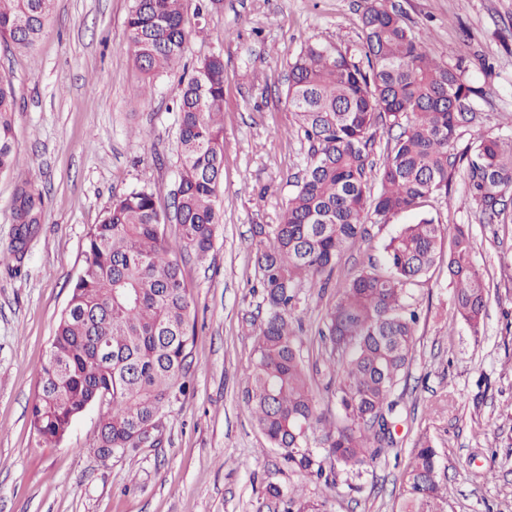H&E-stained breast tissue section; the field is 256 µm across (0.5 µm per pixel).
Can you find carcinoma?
<instances>
[{
	"instance_id": "1",
	"label": "carcinoma",
	"mask_w": 512,
	"mask_h": 512,
	"mask_svg": "<svg viewBox=\"0 0 512 512\" xmlns=\"http://www.w3.org/2000/svg\"><path fill=\"white\" fill-rule=\"evenodd\" d=\"M185 0H134L125 26L126 48L139 68L155 76L179 63L185 51ZM55 0H0V40L29 51L46 31ZM367 68L330 43H310L290 67L286 100L311 144L304 177L277 224L253 229L256 264L267 306L254 346L255 363L244 400L256 426L281 450L288 466L330 481L354 480L390 442L384 419L396 409L392 395L410 364L418 323L409 287L440 259L451 235L448 276L455 317L479 331L487 285L472 261L469 224L422 217L406 224L384 247L388 271H366L340 293L328 316V336L340 370L334 394L339 421L318 411L295 334L296 290L333 270L336 256L364 233L368 214L414 211L430 195L448 190L450 150L460 127L473 119L466 104L481 91L460 68L438 63L427 44L394 13L369 0L361 15ZM16 98L0 76V172L17 162ZM181 169L173 197L180 239L204 260L221 223L224 166V58L213 53L180 90ZM401 128L377 173L371 194L372 129L380 119ZM470 197L489 219L506 212L512 191V143L485 138L465 155ZM45 201L25 182L14 193L18 224L11 256L21 261ZM168 217L146 189L116 195L89 232L86 260L39 369L41 392L30 426L43 444L60 442L86 407L106 404L96 447L120 453L140 447L146 429L160 431L158 415L187 390L195 339L189 290L169 259ZM323 427L324 457L307 430ZM438 452L423 440L404 474L400 512H446ZM283 512H325V502L288 495Z\"/></svg>"
}]
</instances>
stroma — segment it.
Listing matches in <instances>:
<instances>
[{
    "instance_id": "35a3bbf8",
    "label": "stroma",
    "mask_w": 512,
    "mask_h": 512,
    "mask_svg": "<svg viewBox=\"0 0 512 512\" xmlns=\"http://www.w3.org/2000/svg\"><path fill=\"white\" fill-rule=\"evenodd\" d=\"M426 39L432 57L459 65L482 90L456 152L481 138L512 140V0H378ZM132 0H55L31 51L0 43V74L16 94L20 163L0 173V251L16 225L17 185L45 199L19 269L0 261V512H263L268 484L302 489L327 512H399L403 474L421 437L445 466L448 512H512V206L489 223L469 202L462 168L447 192L416 212L369 216L325 284L303 285L294 327L318 408L335 413L338 364L325 340L342 288L368 263L385 271L383 247L420 217L473 228V261L488 285L480 334L453 316L446 264L412 286L419 314L399 401L395 447L354 485L328 488L289 469L243 398L253 347L267 315L253 227L275 224L310 158L288 110L289 66L307 43L331 42L363 63L364 0H186L188 38L178 68L148 77L126 50ZM224 56L223 222L205 262L165 226L169 256L191 291L196 336L185 397L162 418L160 442L109 460L95 452L100 417L88 406L55 445L38 443L30 413L87 235L114 195L144 187L172 213L180 171L181 81L211 53Z\"/></svg>"
}]
</instances>
